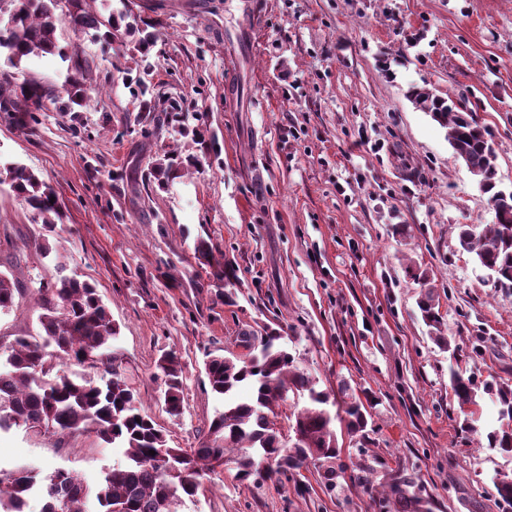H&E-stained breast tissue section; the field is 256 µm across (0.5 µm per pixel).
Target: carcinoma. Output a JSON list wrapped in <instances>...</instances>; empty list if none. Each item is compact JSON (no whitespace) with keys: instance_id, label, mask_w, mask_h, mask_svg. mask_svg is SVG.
Instances as JSON below:
<instances>
[{"instance_id":"carcinoma-1","label":"carcinoma","mask_w":512,"mask_h":512,"mask_svg":"<svg viewBox=\"0 0 512 512\" xmlns=\"http://www.w3.org/2000/svg\"><path fill=\"white\" fill-rule=\"evenodd\" d=\"M62 2L0 0V15L7 16L6 25L0 26V59L19 70L32 57L56 54L68 69L80 73L82 62L57 45L59 25L67 23L84 33L92 30L106 42L139 31L141 18L128 0H119L121 7L111 10L105 20L85 10L82 0H71L72 14L67 17ZM19 91L26 112L41 111L46 98H64L69 111L78 112L88 105L92 87L74 76L55 89L30 80L19 85ZM410 98L446 130L448 143L466 164L480 171L484 193L497 196V152L490 130L461 103L429 89L414 88ZM176 169L175 158L167 155L154 165L152 175L164 186ZM0 185L23 197L41 222L32 245L41 256H48L49 238L62 230V207L53 188L16 161H0ZM498 207V215L488 224L457 225L458 241L495 285L512 288V195L498 199ZM236 282L232 267L219 266L209 287L224 289V300L229 301ZM35 291L43 306L39 331L17 336L0 350V356H6L0 362V430L35 429L44 423L52 426L54 436L92 434L105 444L125 449L126 463L106 473L94 487L64 468L44 478L29 468L0 473V512H18V506L32 498L42 502L40 512H56L61 503L63 512H177L183 498L202 490L204 477L220 461L233 465L238 481L255 486L309 463L331 489L340 478L364 484L376 472L371 464L343 463L334 430L335 422L343 424L349 436L359 437L358 451H364L370 439L364 401L345 382L332 394L318 389L315 379L295 364L285 338L276 330L242 337L249 347L242 357H209L205 375L224 409L216 413L198 446L185 451L168 446L161 426L140 412L134 388L117 372L98 384L62 370L68 362L90 368L107 364L103 349L117 336V328L96 287L73 275L41 279ZM15 292L9 277L0 273V312L13 308ZM418 307L436 344L451 350L431 290H422ZM156 368L165 385V410L178 418L184 386L180 360L176 353L166 352ZM449 382L459 409L470 416L481 393L494 396L503 424L487 434L486 448L512 455V386H480L474 377L457 370L450 372ZM291 395L305 405L287 417V431L299 434V439L287 444L283 432L274 427V419L280 403ZM151 450L155 454H149ZM384 477L381 509L394 502L403 506V512H432L433 503L415 476L391 469ZM493 486L501 512H512V474Z\"/></svg>"}]
</instances>
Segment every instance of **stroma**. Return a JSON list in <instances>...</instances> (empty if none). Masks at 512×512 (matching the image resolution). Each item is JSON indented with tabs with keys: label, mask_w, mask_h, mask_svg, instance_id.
Returning a JSON list of instances; mask_svg holds the SVG:
<instances>
[{
	"label": "stroma",
	"mask_w": 512,
	"mask_h": 512,
	"mask_svg": "<svg viewBox=\"0 0 512 512\" xmlns=\"http://www.w3.org/2000/svg\"><path fill=\"white\" fill-rule=\"evenodd\" d=\"M258 2L254 28L244 0H131L155 37L145 55L58 27V43L89 61L94 92L82 112L58 102L32 121L0 111V158L31 168L64 212L40 257L27 246L39 224L0 186V273L20 290L0 313V342L37 331L33 281L94 284L119 329L106 349L113 367L169 446L188 449L223 408L208 354L281 329L319 388L343 380L371 398V454L416 474L433 512H498L493 481L512 473V457L480 445L499 426L496 408L483 397L468 431L448 371L512 385V288L494 287L462 252L457 227L490 223L488 197L407 91L465 102L491 131L511 189L512 0ZM141 76L182 101L181 119L142 111L129 88ZM214 151L219 166L186 162ZM170 152L180 165L161 187L150 171ZM202 240L236 271L232 302L209 286ZM425 286L457 356L421 319ZM170 350L184 370L177 419L156 376ZM125 461L92 436L0 432L5 472L63 467L94 485ZM382 480L329 492L309 467L257 488L228 464L178 512H376Z\"/></svg>",
	"instance_id": "obj_1"
}]
</instances>
